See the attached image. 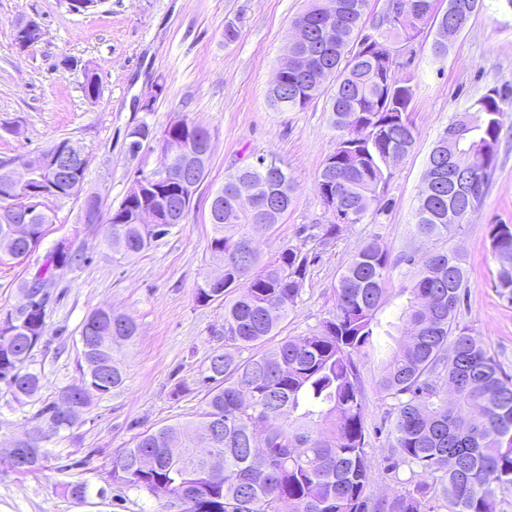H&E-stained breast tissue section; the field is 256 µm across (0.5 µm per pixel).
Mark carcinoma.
Instances as JSON below:
<instances>
[{"instance_id": "obj_1", "label": "carcinoma", "mask_w": 512, "mask_h": 512, "mask_svg": "<svg viewBox=\"0 0 512 512\" xmlns=\"http://www.w3.org/2000/svg\"><path fill=\"white\" fill-rule=\"evenodd\" d=\"M369 0H311L304 14L317 28L328 21L331 39L311 45L312 67L298 74L291 61L280 64V83L270 89L272 104L281 111L305 108L325 97L332 125L339 132L334 151L323 162L317 182L327 178L343 181V188L320 199L331 220L304 225L303 244L286 246L267 261L249 247L252 211L236 199L237 182L253 183L257 196L293 204V180L274 156L259 155L258 163L236 169L224 178L222 223L213 225L208 249L224 264V291L232 294L224 304V351L210 356L202 373L207 387L204 408L196 420L180 421L141 433L133 446L113 457V499L127 493L155 495L166 512H437L441 503L450 512H494L497 494L512 491V374L507 373L488 345L456 323V311L468 288L465 259L451 245L455 231L481 206L495 170L496 152L483 148L498 142L504 125L507 101L512 97L491 89L465 111L471 126L458 143L470 162L473 181L471 201L448 194V169L435 159L425 172L414 212L416 233L433 240L436 251L422 266H415L407 251L393 254L378 239L360 246L345 265L334 289L335 303L316 332L286 336L271 348L260 350L278 335L282 320L295 313L320 250L338 239L344 224H360L371 215L388 211L383 201L391 180L385 170L388 151L406 156L415 143V131L404 128L403 109L413 98V75L387 84L392 71L403 67L396 60L379 65L373 47L379 38L406 41L415 38V14L394 18L378 34L360 25ZM100 76L84 72L82 89L87 98L100 95ZM142 122L129 133V153L142 148ZM169 201L187 211L192 199H183L177 183L156 184ZM146 196L130 202L123 198L108 220L111 232L123 231L131 259L159 241L154 227L131 223L133 209ZM7 218L0 219V253L19 251L30 256L40 246L45 226L53 223L45 209L29 218L28 203L21 191L12 200ZM29 223V238H11V224ZM492 251L512 262V224L489 226ZM313 242L315 248L304 244ZM84 253L54 257L45 254L31 277L18 285L21 297H31L43 278L74 271ZM410 279L401 289L406 304L398 320L401 330L395 347L377 364L373 389L394 402L391 421L390 464L407 465L430 481L417 482L399 494L380 499L369 491L371 461L366 440V400L361 362L383 329L380 314L388 303L394 274ZM497 295L512 303V269L502 267L491 280ZM105 316L112 323V339L91 346L92 354L109 371L88 374L78 363L79 376L68 386L74 402L90 405L124 382L118 354L137 335V324L124 314L107 319L98 308L86 317ZM7 316L14 319L11 336L0 333V377L12 376L17 391L9 402L25 407L39 401L43 375L34 367L36 352L46 345L37 335L36 320L47 312H28L18 301ZM244 350L253 354L242 357ZM41 422L67 426L59 419V403H45L34 413ZM222 422L220 438L206 435L209 419ZM179 432L196 433L200 447L224 453V477L214 480L206 472L204 453L189 450L184 459L167 457L170 440ZM142 456L156 465L148 471L134 468ZM50 450H35L27 472L47 468Z\"/></svg>"}]
</instances>
